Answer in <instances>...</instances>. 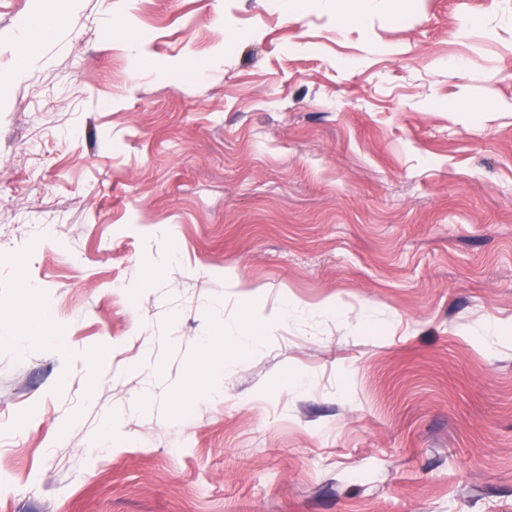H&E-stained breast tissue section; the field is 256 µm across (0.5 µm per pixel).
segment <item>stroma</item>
I'll use <instances>...</instances> for the list:
<instances>
[{"mask_svg":"<svg viewBox=\"0 0 512 512\" xmlns=\"http://www.w3.org/2000/svg\"><path fill=\"white\" fill-rule=\"evenodd\" d=\"M32 313L0 512H512V0H0ZM257 326L243 328L241 326L229 327L224 330V339L237 342L243 349L254 347L262 336Z\"/></svg>","mask_w":512,"mask_h":512,"instance_id":"35a3bbf8","label":"stroma"}]
</instances>
